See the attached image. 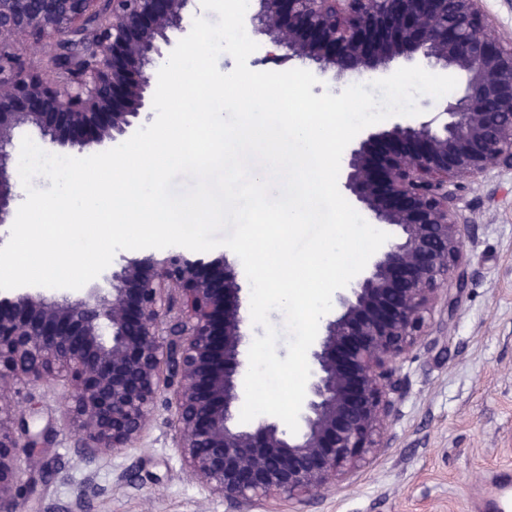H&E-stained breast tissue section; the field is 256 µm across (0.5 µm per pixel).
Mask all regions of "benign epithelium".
Here are the masks:
<instances>
[{"mask_svg": "<svg viewBox=\"0 0 512 512\" xmlns=\"http://www.w3.org/2000/svg\"><path fill=\"white\" fill-rule=\"evenodd\" d=\"M244 24L269 37L266 57L322 73L384 78L398 59L460 71L461 92L435 115L398 118L362 135L343 157V188L377 229L398 233L337 292L307 351L310 377L288 433L274 417L235 423L244 400L247 309L229 263L182 249L122 258L108 296L58 298L0 290V512H29L45 430L38 406L13 395L31 381L71 384L67 414L81 452L134 446L165 392L186 468L241 505L310 496L385 448L402 389L397 363L430 336L438 304L467 285L465 186L512 171V40L491 33L483 0H256ZM193 0H0V224L19 197L13 138L30 126L54 146L115 143L139 124L145 96ZM91 23L54 78L27 70L1 41L55 46ZM153 72H148V69Z\"/></svg>", "mask_w": 512, "mask_h": 512, "instance_id": "1", "label": "benign epithelium"}]
</instances>
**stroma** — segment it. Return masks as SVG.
Here are the masks:
<instances>
[{
  "label": "stroma",
  "mask_w": 512,
  "mask_h": 512,
  "mask_svg": "<svg viewBox=\"0 0 512 512\" xmlns=\"http://www.w3.org/2000/svg\"><path fill=\"white\" fill-rule=\"evenodd\" d=\"M461 205L468 285L453 310L436 307L431 336L398 364L403 390L387 448L325 491L261 500L250 512H473V487L512 473V172L476 179ZM26 390L20 407L34 394L36 426L50 430L32 512H68L88 483L102 489L88 512H240L189 475L166 406L135 447L89 463L65 413L69 382Z\"/></svg>",
  "instance_id": "35a3bbf8"
}]
</instances>
